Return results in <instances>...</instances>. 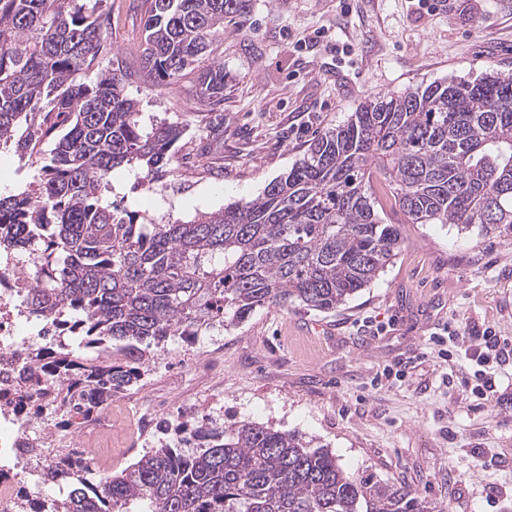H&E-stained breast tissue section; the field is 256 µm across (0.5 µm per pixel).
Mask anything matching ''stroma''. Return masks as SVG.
Returning <instances> with one entry per match:
<instances>
[{
	"mask_svg": "<svg viewBox=\"0 0 512 512\" xmlns=\"http://www.w3.org/2000/svg\"><path fill=\"white\" fill-rule=\"evenodd\" d=\"M98 11L103 47L78 81L126 70L144 121L185 128L172 175L142 187L139 170L119 169L102 196L158 222L256 198L369 94L512 72V0H251L210 46L224 97L207 101L195 75L165 84L143 70L141 0ZM387 218L402 230L398 255L336 311L269 305L170 337L112 400L111 432L94 444L111 452L110 471L175 443L183 425L253 423L327 446L347 472L444 512H512V359L483 367L495 381L483 400L467 351L488 328L512 342V234ZM450 325L464 339L439 341Z\"/></svg>",
	"mask_w": 512,
	"mask_h": 512,
	"instance_id": "35a3bbf8",
	"label": "stroma"
}]
</instances>
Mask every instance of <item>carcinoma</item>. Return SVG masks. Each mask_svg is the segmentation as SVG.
Here are the masks:
<instances>
[{"instance_id": "1", "label": "carcinoma", "mask_w": 512, "mask_h": 512, "mask_svg": "<svg viewBox=\"0 0 512 512\" xmlns=\"http://www.w3.org/2000/svg\"><path fill=\"white\" fill-rule=\"evenodd\" d=\"M89 2L0 0V150L39 164L28 186L0 194V251L41 270L32 312L64 310L78 338L101 345L94 357L62 342L28 348L17 410L38 386L46 403L34 414L67 427L137 384L152 348L171 336L234 326L265 305L335 310L401 249L388 203L406 224L512 232V74L497 72L368 96L243 205L156 223L103 204L118 168L142 170L147 184L168 172L184 128L164 119L144 131L120 72L75 82L104 39L105 17ZM249 6L143 0V69L170 84L195 73L200 97L222 99L224 65L207 51ZM34 471L67 494L21 490L19 512H443L345 471L293 433L252 423L186 428L177 445L95 480L68 452Z\"/></svg>"}]
</instances>
